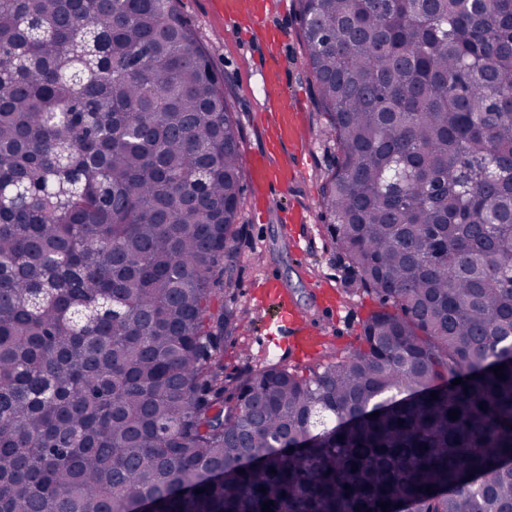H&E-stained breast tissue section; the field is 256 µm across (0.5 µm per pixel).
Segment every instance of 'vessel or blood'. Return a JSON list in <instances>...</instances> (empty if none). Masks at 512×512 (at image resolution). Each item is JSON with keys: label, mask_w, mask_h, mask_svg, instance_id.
<instances>
[{"label": "vessel or blood", "mask_w": 512, "mask_h": 512, "mask_svg": "<svg viewBox=\"0 0 512 512\" xmlns=\"http://www.w3.org/2000/svg\"><path fill=\"white\" fill-rule=\"evenodd\" d=\"M259 74L266 90L262 110L272 135L264 152L249 157L248 171L254 193L266 199L272 190L287 186L289 176L295 173L291 164L276 159L275 153L300 145L301 118L298 107L280 101L284 73L276 47H269Z\"/></svg>", "instance_id": "obj_1"}]
</instances>
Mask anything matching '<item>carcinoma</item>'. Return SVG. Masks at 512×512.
<instances>
[{"label": "carcinoma", "instance_id": "obj_1", "mask_svg": "<svg viewBox=\"0 0 512 512\" xmlns=\"http://www.w3.org/2000/svg\"><path fill=\"white\" fill-rule=\"evenodd\" d=\"M297 12L331 243L380 308L227 382L244 157L195 30L0 0V512H512V0Z\"/></svg>", "mask_w": 512, "mask_h": 512}]
</instances>
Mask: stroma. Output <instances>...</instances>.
<instances>
[{
    "label": "stroma",
    "mask_w": 512,
    "mask_h": 512,
    "mask_svg": "<svg viewBox=\"0 0 512 512\" xmlns=\"http://www.w3.org/2000/svg\"><path fill=\"white\" fill-rule=\"evenodd\" d=\"M176 6L195 27L224 80L242 131L243 154L263 150L267 132L260 112L258 69L264 48L251 37L250 19L226 20L222 0H176ZM268 24L280 36L279 52L287 74L282 96L299 106L308 141L300 148L302 172L288 188L276 191V206L269 208L255 200L249 179L241 181L238 239L229 260L237 280L231 303L247 313L249 325L236 344L224 347V374L230 378L274 360L300 369L312 361L291 343L277 359L265 354L264 342L280 311L268 295L267 274H274L276 286L301 314L297 329L316 328L319 335L332 337L333 348L339 350L355 346L364 320L379 307L374 294L344 293L345 261L326 230L329 216L321 187L336 164L337 151L324 132L325 121L304 66L306 47L295 0H283ZM293 208L305 210L308 223H288L287 213Z\"/></svg>",
    "instance_id": "35a3bbf8"
}]
</instances>
